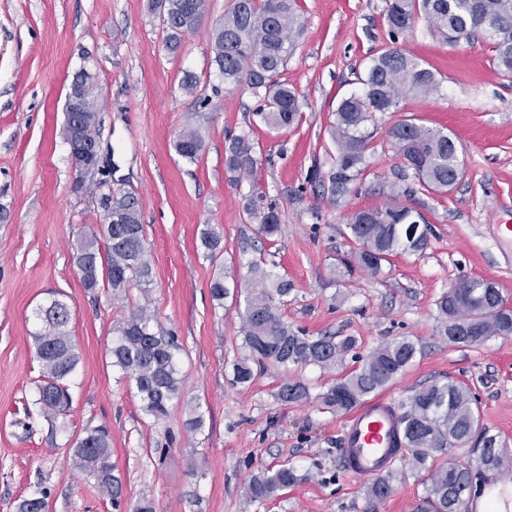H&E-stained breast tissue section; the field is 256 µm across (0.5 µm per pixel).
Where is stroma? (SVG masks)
Listing matches in <instances>:
<instances>
[{
    "label": "stroma",
    "mask_w": 512,
    "mask_h": 512,
    "mask_svg": "<svg viewBox=\"0 0 512 512\" xmlns=\"http://www.w3.org/2000/svg\"><path fill=\"white\" fill-rule=\"evenodd\" d=\"M232 4L206 0L198 29L172 52L155 0H0V512H17L38 490L47 512H133L144 498L154 512H415L425 486L410 466L396 462L382 501L369 495V479L343 468L346 417L315 400L334 371L268 365L255 368L251 383H234L235 364L251 354L234 298L216 303L210 282L222 268L249 288L251 260L292 283L280 312L293 328L357 338L345 368L408 337L418 353L385 396L399 404L425 384L463 383L482 424L512 449V335L449 343L435 306L460 280L484 278L512 307V256L491 239L493 224L512 220V73L497 67L483 38L452 45L417 20L395 43L435 73L439 91L404 96L397 111L376 114L359 175L335 194L336 107L362 92L372 58L393 43L386 0H297L302 31L282 78L302 117L282 129L261 122L249 89H222L211 63V33ZM82 69L93 75L101 106L99 169L83 178L64 136L66 95ZM188 72L197 78L190 93L182 88ZM409 117L455 138L462 176L449 191H424L396 156L387 130ZM189 127L205 141L195 163L173 147ZM230 134L249 136L257 160L237 184L224 170ZM111 189L138 197L152 256L148 291L135 286L123 297L84 288L74 261L80 240L99 230V197ZM256 197L276 207L275 235L250 222L245 205ZM394 197L425 217L427 248L394 255L375 276L346 267L356 245L345 215ZM209 226L222 234L213 254L200 240ZM56 298L70 307L79 356L63 418L47 417L37 402L35 310ZM141 306L154 330L177 343L180 397L158 423L110 355L118 326ZM286 374L308 387L311 401L278 399ZM191 405L204 418L197 433L185 425ZM100 425L111 432L123 484L117 509L71 461L73 443ZM283 465L296 469L299 483L250 501V478Z\"/></svg>",
    "instance_id": "stroma-1"
}]
</instances>
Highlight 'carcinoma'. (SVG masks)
<instances>
[{
  "mask_svg": "<svg viewBox=\"0 0 512 512\" xmlns=\"http://www.w3.org/2000/svg\"><path fill=\"white\" fill-rule=\"evenodd\" d=\"M168 30L167 43L176 50L183 34L194 31L203 14L204 0H157ZM449 43L483 33L495 52L496 65L512 72V0H387L386 23L393 46L371 61L362 80L364 92L342 99L336 108L334 140L338 147L336 167L329 175L332 189H342L360 172L367 148L364 128L378 112H394L407 94L428 97L439 90L435 74L421 60L395 46L416 19ZM301 24L295 0H234L224 21L211 37V55L224 85H246L259 99L257 115L271 128L288 127L298 121L301 104L295 90L281 75L293 53ZM395 153L410 167L421 185L432 191L448 190V178L460 169L455 140L441 130L424 127L414 119H403L388 129ZM205 147L202 135L186 129L174 142L183 159L197 161ZM225 170L238 183L253 172L256 158L247 135L228 139ZM112 202V223L102 224L101 235L93 234L80 247L75 262L82 269V284L93 290L105 283L113 292L148 283L151 258L145 242L137 197L110 192L100 195V207ZM259 233L270 236L279 228L274 208L260 209L250 201L245 207ZM414 210L392 198L381 208L357 209L345 224L360 245L355 251L357 266L372 274L398 253L419 252L428 245L429 229L410 236ZM254 287L245 297L243 332L245 344L259 364L271 363L288 369L315 365L335 369L356 349L353 336H308L288 325L276 300H282L292 285L267 270L258 261L248 262ZM229 272H218L210 283L212 300L224 304L229 294ZM480 279H464L443 293L436 302L442 333L448 342L480 345L492 336L512 334V312L500 291L486 292ZM37 319L43 331L36 336V355L42 366L38 403L59 417L69 412L72 399L67 379L78 364V355L67 326L68 304L59 299L39 308ZM177 345L171 337L152 328V315L142 307L117 329L110 350L112 366L134 382L144 402L143 409L154 421L164 420L178 396L175 363ZM416 345L406 337L386 341L375 348L361 366L336 378L318 394L320 405L334 413H349L366 397L387 387L413 361ZM277 397L284 403L309 399L301 382L285 379ZM403 428V462L427 472L426 495L420 512H464L472 490H481L486 472L511 471L512 452L499 447L497 436L480 427L478 407L466 385L434 382L416 391L400 408ZM480 443L476 462L448 457L440 462L435 454L462 447L471 440ZM80 445L72 448L73 465L92 478L115 507L120 506L122 482L114 474L110 430L100 425L89 430ZM501 448L502 455L491 457ZM394 473L377 477L370 496L383 500L392 492ZM299 481L296 470L283 465L275 471L252 476L247 496L264 501ZM46 494L39 491L22 500L18 512H46Z\"/></svg>",
  "mask_w": 512,
  "mask_h": 512,
  "instance_id": "carcinoma-1",
  "label": "carcinoma"
}]
</instances>
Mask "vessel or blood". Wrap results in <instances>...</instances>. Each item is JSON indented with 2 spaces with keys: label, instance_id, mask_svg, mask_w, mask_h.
Instances as JSON below:
<instances>
[{
  "label": "vessel or blood",
  "instance_id": "vessel-or-blood-1",
  "mask_svg": "<svg viewBox=\"0 0 512 512\" xmlns=\"http://www.w3.org/2000/svg\"><path fill=\"white\" fill-rule=\"evenodd\" d=\"M401 446V424L394 404L385 398L363 402L345 424L341 441L344 468L366 478L392 468Z\"/></svg>",
  "mask_w": 512,
  "mask_h": 512
}]
</instances>
